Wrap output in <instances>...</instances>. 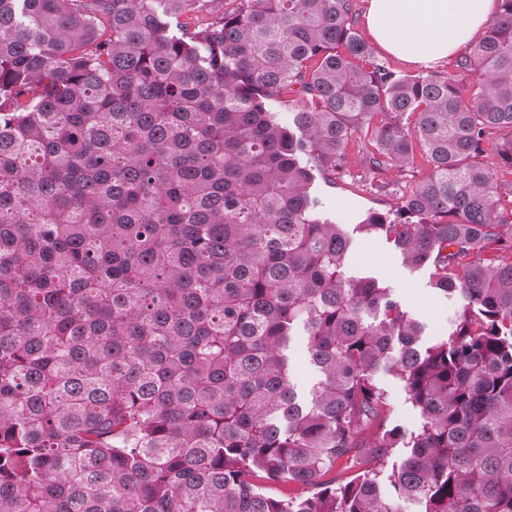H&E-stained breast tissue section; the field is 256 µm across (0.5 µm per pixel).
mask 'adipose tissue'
I'll use <instances>...</instances> for the list:
<instances>
[{
  "instance_id": "1",
  "label": "adipose tissue",
  "mask_w": 512,
  "mask_h": 512,
  "mask_svg": "<svg viewBox=\"0 0 512 512\" xmlns=\"http://www.w3.org/2000/svg\"><path fill=\"white\" fill-rule=\"evenodd\" d=\"M495 9L496 0H370L366 26L383 51L429 68L472 41Z\"/></svg>"
}]
</instances>
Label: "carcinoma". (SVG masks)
<instances>
[{"label":"carcinoma","mask_w":512,"mask_h":512,"mask_svg":"<svg viewBox=\"0 0 512 512\" xmlns=\"http://www.w3.org/2000/svg\"><path fill=\"white\" fill-rule=\"evenodd\" d=\"M198 2L0 0V512H512V0L415 74L353 0ZM354 138L427 166L357 228L462 298L431 343L318 210ZM292 359L293 382L299 392L307 393L313 381V371L307 360L304 336H295ZM377 379L388 392L391 404V420L408 430H413L420 423L418 413L405 403L401 387L397 380L384 371H379Z\"/></svg>","instance_id":"carcinoma-1"}]
</instances>
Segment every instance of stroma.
<instances>
[{"label": "stroma", "instance_id": "obj_1", "mask_svg": "<svg viewBox=\"0 0 512 512\" xmlns=\"http://www.w3.org/2000/svg\"><path fill=\"white\" fill-rule=\"evenodd\" d=\"M350 176L337 182L318 181L317 196L321 209L341 224L353 241L347 264L351 273L370 275L390 288L402 306L413 313L425 326L430 337L446 336L458 311L454 298L440 295L433 287L428 270H410L400 256L380 239L361 235L356 226L363 217L384 208L392 200L395 188L418 181L427 172L425 164H418L404 173H388L386 187L370 188L353 182L352 173L358 172L359 148L350 144Z\"/></svg>", "mask_w": 512, "mask_h": 512}]
</instances>
